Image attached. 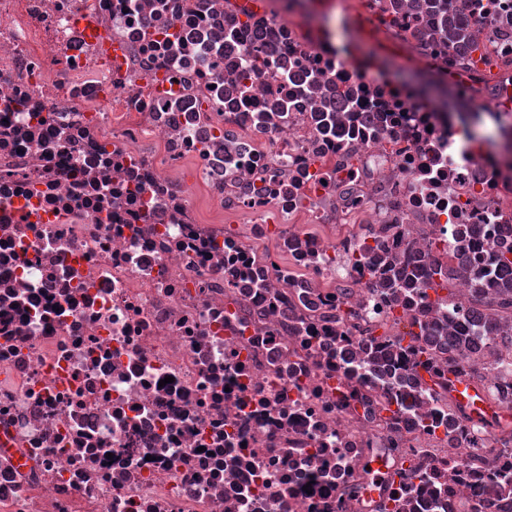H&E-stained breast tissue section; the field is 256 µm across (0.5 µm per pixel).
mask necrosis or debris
<instances>
[{
  "mask_svg": "<svg viewBox=\"0 0 512 512\" xmlns=\"http://www.w3.org/2000/svg\"><path fill=\"white\" fill-rule=\"evenodd\" d=\"M281 2L0 0V512H512V432L405 340L512 399V315L472 299L512 170ZM365 5L463 100L512 67V0H443L469 56L418 0ZM449 272L438 268H430L423 271L417 267H403L393 272L389 278L390 288H404L411 290L419 288L417 282H422L423 288L436 290L442 286V282L448 280Z\"/></svg>",
  "mask_w": 512,
  "mask_h": 512,
  "instance_id": "1",
  "label": "necrosis or debris"
}]
</instances>
